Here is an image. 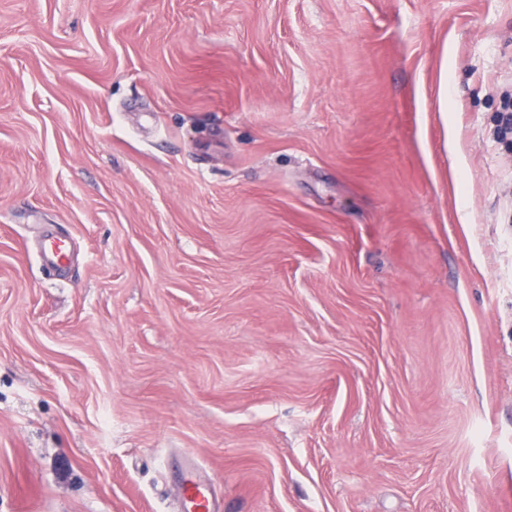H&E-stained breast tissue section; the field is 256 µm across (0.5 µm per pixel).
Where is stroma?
<instances>
[{"mask_svg": "<svg viewBox=\"0 0 512 512\" xmlns=\"http://www.w3.org/2000/svg\"><path fill=\"white\" fill-rule=\"evenodd\" d=\"M505 112L512 0H0V512H512ZM40 256L49 262L64 265L67 263L66 244L64 241L53 238H43L39 242ZM178 469L176 487L182 512H220L217 494L212 487L198 474L195 457L183 453L175 460L168 462V469Z\"/></svg>", "mask_w": 512, "mask_h": 512, "instance_id": "35a3bbf8", "label": "stroma"}]
</instances>
